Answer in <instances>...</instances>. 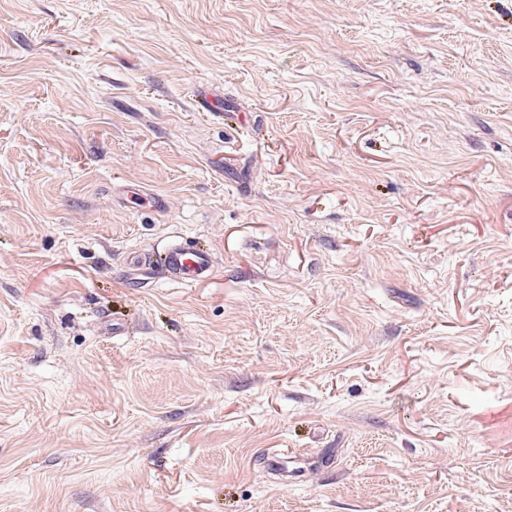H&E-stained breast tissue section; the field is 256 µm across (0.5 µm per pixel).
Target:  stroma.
<instances>
[{"label": "stroma", "mask_w": 512, "mask_h": 512, "mask_svg": "<svg viewBox=\"0 0 512 512\" xmlns=\"http://www.w3.org/2000/svg\"><path fill=\"white\" fill-rule=\"evenodd\" d=\"M0 512H512V0H0ZM126 264L130 280L135 281H145L144 277H151L156 268H161L169 278L193 283L210 278L214 270L210 251L188 241L169 246L163 253L159 267L135 256L129 258Z\"/></svg>", "instance_id": "35a3bbf8"}]
</instances>
